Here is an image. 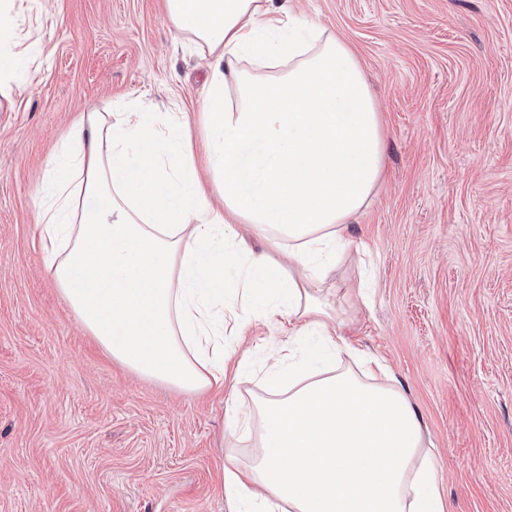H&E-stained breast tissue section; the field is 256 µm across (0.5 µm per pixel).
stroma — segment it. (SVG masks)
I'll return each mask as SVG.
<instances>
[{
  "label": "stroma",
  "instance_id": "1",
  "mask_svg": "<svg viewBox=\"0 0 512 512\" xmlns=\"http://www.w3.org/2000/svg\"><path fill=\"white\" fill-rule=\"evenodd\" d=\"M16 50L0 96V512H238L225 407L112 360L45 269L40 190L82 113L199 112L200 52L165 0H0ZM348 43L381 112L385 166L328 280L356 350L388 366L441 461L444 512H512V0H290ZM247 322L234 357L283 341Z\"/></svg>",
  "mask_w": 512,
  "mask_h": 512
}]
</instances>
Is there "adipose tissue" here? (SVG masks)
Here are the masks:
<instances>
[{"label": "adipose tissue", "mask_w": 512, "mask_h": 512, "mask_svg": "<svg viewBox=\"0 0 512 512\" xmlns=\"http://www.w3.org/2000/svg\"><path fill=\"white\" fill-rule=\"evenodd\" d=\"M166 17L208 53L212 186L187 113H85L38 211L47 271L112 360L184 390L223 392L235 328L287 318L261 394L226 407L254 445L223 473L245 512H443L440 463L387 366L332 369L349 345L323 286L384 171L356 54L273 0H166Z\"/></svg>", "instance_id": "adipose-tissue-1"}]
</instances>
